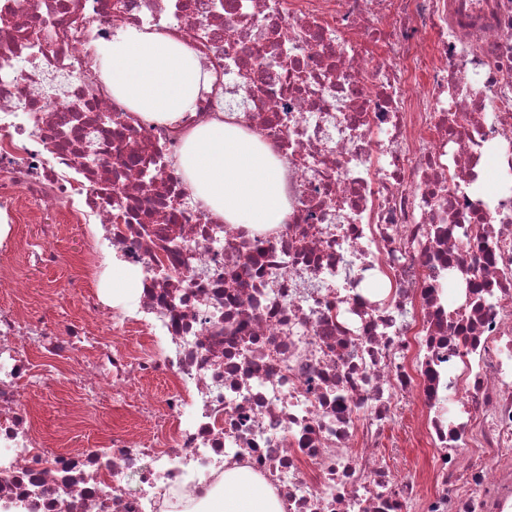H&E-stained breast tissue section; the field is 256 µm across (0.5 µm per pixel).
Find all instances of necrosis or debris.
<instances>
[{"mask_svg":"<svg viewBox=\"0 0 512 512\" xmlns=\"http://www.w3.org/2000/svg\"><path fill=\"white\" fill-rule=\"evenodd\" d=\"M130 27L198 56L181 123L101 78ZM213 119L283 162L282 223H225L178 173ZM34 206L140 285L54 328L0 305V512H201L242 467L283 512H512V0H0V215ZM158 377L125 404L145 432L91 448L22 408ZM410 436L426 475L382 462Z\"/></svg>","mask_w":512,"mask_h":512,"instance_id":"4bbe7bcc","label":"necrosis or debris"}]
</instances>
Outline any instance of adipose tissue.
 <instances>
[{"label": "adipose tissue", "mask_w": 512, "mask_h": 512, "mask_svg": "<svg viewBox=\"0 0 512 512\" xmlns=\"http://www.w3.org/2000/svg\"><path fill=\"white\" fill-rule=\"evenodd\" d=\"M112 94L143 118L175 124L190 112L204 78L194 52L169 35L129 28L98 46ZM177 167L203 206L228 224L281 223L288 212L282 169L269 145L213 120L187 135ZM206 512H281L272 489L246 469L224 473Z\"/></svg>", "instance_id": "adipose-tissue-1"}]
</instances>
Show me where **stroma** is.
I'll list each match as a JSON object with an SVG mask.
<instances>
[{"mask_svg": "<svg viewBox=\"0 0 512 512\" xmlns=\"http://www.w3.org/2000/svg\"><path fill=\"white\" fill-rule=\"evenodd\" d=\"M18 234L21 247L14 260L0 264V276H18L25 281L20 305L28 314L51 324L63 317L77 318L83 313L86 292L103 287L108 299L125 298V290L110 286L113 270H104L95 278L80 271L77 259L85 248V229L80 224L60 223L57 209L40 208L35 218L19 224ZM46 245L56 253L55 263L49 266L35 263L33 258ZM26 405L47 435L72 448L87 447L94 430L108 431L113 425L129 423L125 411L107 397L90 409L86 425H74L72 399L54 387L31 391Z\"/></svg>", "mask_w": 512, "mask_h": 512, "instance_id": "1", "label": "stroma"}]
</instances>
